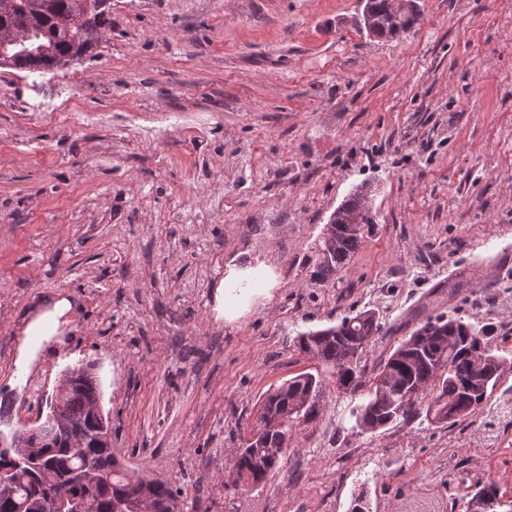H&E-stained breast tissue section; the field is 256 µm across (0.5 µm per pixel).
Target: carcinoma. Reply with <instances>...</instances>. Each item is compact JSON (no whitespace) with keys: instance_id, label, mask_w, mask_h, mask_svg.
Segmentation results:
<instances>
[{"instance_id":"1","label":"carcinoma","mask_w":512,"mask_h":512,"mask_svg":"<svg viewBox=\"0 0 512 512\" xmlns=\"http://www.w3.org/2000/svg\"><path fill=\"white\" fill-rule=\"evenodd\" d=\"M107 0H18L10 14H0V30L23 28L30 34L25 46H8L0 51V66L19 69L36 78L65 68L71 55H85L103 37L110 25ZM421 21L420 10L395 14L389 0H366L361 25L368 36L393 40L410 32ZM368 197L353 192L325 227L315 269L319 277L329 279L340 272L360 246L364 230L373 223ZM351 214L359 215V224L345 226ZM382 330L379 316L364 310L345 316L328 328L298 335L300 352L317 360L336 376L339 389L356 392L365 387V400L355 412V426L363 431H378L398 420L408 422L422 415L431 424L445 425L476 414L486 393L459 392L473 376L474 365L468 353L455 345L454 337L471 335L482 342L490 362L485 369L494 374L497 384L499 361L503 356L492 348L481 331L461 316L429 318L403 340L375 368L373 378L365 379L363 360L368 347ZM322 380L312 373L296 375L262 401L258 420L261 428L239 449L235 467L246 484H259L272 461L276 448L288 447L294 422L310 418L314 398ZM99 388L93 365L79 368L77 379L63 397V407L80 425L83 446H71L67 438L28 435L27 445L35 456L18 461L16 451L0 448V480L10 486L12 498L0 496V512H15L14 505L28 502L43 512H51L54 495L63 491L86 505L85 512H113L114 505L137 488L155 505L154 512H168L177 491L169 484L129 470L116 456L97 447L101 420L89 409L90 399ZM273 411L285 418L284 426L269 432L265 414ZM487 498L485 512H512V498L504 501L494 487L475 492Z\"/></svg>"}]
</instances>
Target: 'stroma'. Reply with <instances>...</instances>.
I'll return each instance as SVG.
<instances>
[{
	"label": "stroma",
	"mask_w": 512,
	"mask_h": 512,
	"mask_svg": "<svg viewBox=\"0 0 512 512\" xmlns=\"http://www.w3.org/2000/svg\"><path fill=\"white\" fill-rule=\"evenodd\" d=\"M92 57L38 79L0 68V433L46 414L90 362L112 451L182 512H465L512 497V368L453 424L355 429L361 395L299 333L372 309L375 367L426 318L459 314L512 361V0H418L401 38L362 0H110ZM374 224L324 280L313 257L347 196ZM273 287L218 318L227 265ZM56 335L25 336L61 298ZM319 376L278 467L235 485L268 391ZM391 0H366L363 7L361 25L369 37L383 40H393L410 32L421 21L419 9L406 11L415 5L414 0H396V10L401 12L396 15L392 11ZM368 16L370 18L368 19ZM370 22V26L368 25Z\"/></svg>",
	"instance_id": "35a3bbf8"
}]
</instances>
